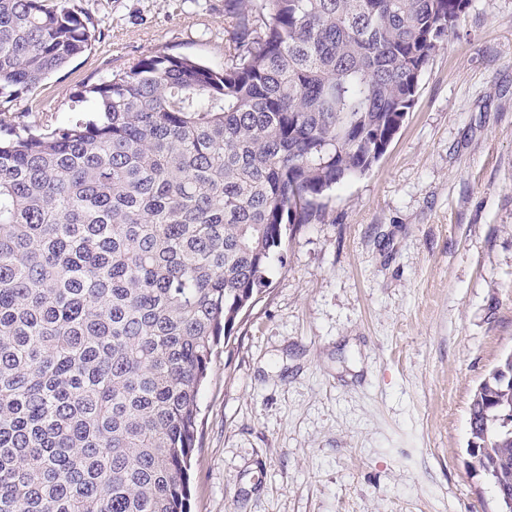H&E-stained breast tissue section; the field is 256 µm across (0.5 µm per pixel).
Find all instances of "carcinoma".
I'll list each match as a JSON object with an SVG mask.
<instances>
[{"mask_svg":"<svg viewBox=\"0 0 512 512\" xmlns=\"http://www.w3.org/2000/svg\"><path fill=\"white\" fill-rule=\"evenodd\" d=\"M224 67L148 53L0 138V512H190L199 393L287 232L375 165L469 0H229ZM0 0V112L98 38ZM512 385L470 437L512 490Z\"/></svg>","mask_w":512,"mask_h":512,"instance_id":"carcinoma-1","label":"carcinoma"}]
</instances>
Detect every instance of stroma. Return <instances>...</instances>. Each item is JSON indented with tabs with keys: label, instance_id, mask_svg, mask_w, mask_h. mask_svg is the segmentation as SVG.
<instances>
[{
	"label": "stroma",
	"instance_id": "35a3bbf8",
	"mask_svg": "<svg viewBox=\"0 0 512 512\" xmlns=\"http://www.w3.org/2000/svg\"><path fill=\"white\" fill-rule=\"evenodd\" d=\"M74 3L100 39L1 132L149 52L224 64L227 0ZM281 252L200 393L190 512H497L466 448L512 351V0H471L380 161Z\"/></svg>",
	"mask_w": 512,
	"mask_h": 512
}]
</instances>
